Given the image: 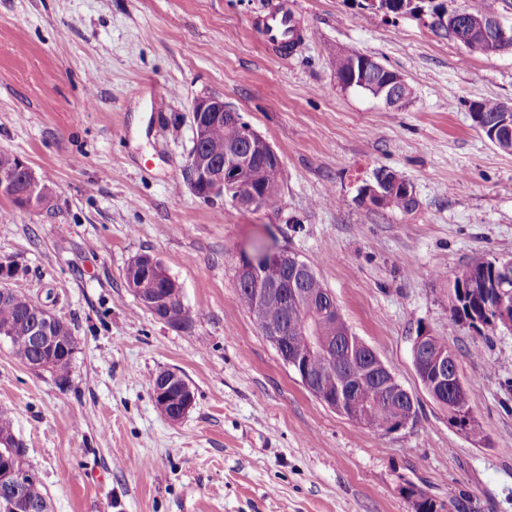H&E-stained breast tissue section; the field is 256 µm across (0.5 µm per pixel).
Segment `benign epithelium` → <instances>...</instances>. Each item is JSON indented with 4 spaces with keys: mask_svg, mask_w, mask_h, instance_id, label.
Masks as SVG:
<instances>
[{
    "mask_svg": "<svg viewBox=\"0 0 512 512\" xmlns=\"http://www.w3.org/2000/svg\"><path fill=\"white\" fill-rule=\"evenodd\" d=\"M452 28L458 33V40L480 36L499 46L512 41V26H505L498 15L491 13L483 18L471 20L458 12L450 16ZM404 84V78L396 76L388 81L382 91V99L389 106L396 107L402 103L399 97V87ZM193 140L204 138L207 127L213 121L224 119L234 123L239 128L241 140L249 147V152L232 154L219 163L196 152L188 155L185 174L192 182L191 190L201 189L209 199L222 198L232 205L248 210L260 211L265 208L264 195L254 191L239 178L245 168V161L250 157V151L264 149L274 158H279L271 144L259 134L232 107L219 97H201L192 106ZM129 267L137 273L130 280L128 288L137 295L139 301L153 311L165 308L163 298L156 290L155 284L161 279L173 282L165 266L150 255L134 258ZM270 267L285 270L290 278L288 282L268 284L264 273ZM309 272L307 263L299 255L286 246L269 247L252 255L243 256L235 266L237 278L256 284L257 301H263L270 292L288 289V302H303L307 300L299 283ZM18 277V269L8 262L0 261V299L15 294L12 283ZM257 327L266 340L278 351L279 357L286 367L298 376H304L307 388H312L313 380L305 375V361L311 357H319L323 362L332 366L336 362V347L331 345L324 336H313L311 330L309 346L303 350L287 347L288 315L280 317L270 315L260 308L256 312ZM59 317L49 308L44 307L42 318L34 331L22 332L21 328H0V337L9 339L16 344H28L38 349V355L26 361V364L37 371L49 372L56 362V347L50 336L51 328L58 322ZM413 361L425 367L426 379L424 384L433 393L446 394L448 388L462 382L460 368L454 352L450 348L438 350L433 347V335L424 331L416 336L412 347ZM377 372L370 374L365 381L377 386L386 397L413 404L411 393L395 378L385 365H377ZM153 398L157 408L168 419H183L195 402L194 391L189 382L172 370L159 372L153 380ZM35 479L33 471L24 465H18L7 456L0 457V489L6 493H16Z\"/></svg>",
    "mask_w": 512,
    "mask_h": 512,
    "instance_id": "obj_1",
    "label": "benign epithelium"
}]
</instances>
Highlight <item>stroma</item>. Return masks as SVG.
Returning <instances> with one entry per match:
<instances>
[{"instance_id":"obj_1","label":"stroma","mask_w":512,"mask_h":512,"mask_svg":"<svg viewBox=\"0 0 512 512\" xmlns=\"http://www.w3.org/2000/svg\"><path fill=\"white\" fill-rule=\"evenodd\" d=\"M275 0H0V151L54 184L51 207L0 197V260L50 297L78 344L67 380L0 340V411L51 512H413L407 487L449 512H512V332L449 328L456 273L512 258V153L470 117L512 104V50L470 54L428 17L369 0H288L304 39L280 55L257 22ZM365 54L413 88L402 108L344 89L332 61ZM217 96L282 160L278 205L243 211L184 181L191 109ZM417 206L359 200L378 169ZM285 245L311 261L350 330L416 400L376 432L318 401L237 300L241 252ZM160 259L191 314L174 328L126 286ZM459 357L487 446L448 422L419 381L420 330ZM195 403L155 405L162 370ZM153 398L157 408L170 421L183 419L195 402L189 382L172 370L160 371L153 380ZM172 415L177 416L173 419Z\"/></svg>"}]
</instances>
